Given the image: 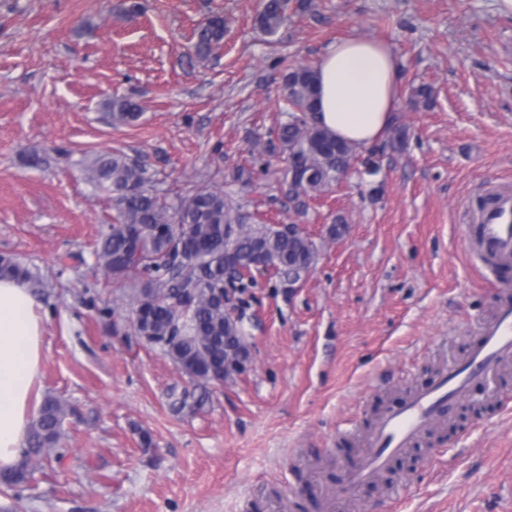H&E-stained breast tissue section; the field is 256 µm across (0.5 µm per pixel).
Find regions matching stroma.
Listing matches in <instances>:
<instances>
[{
  "label": "stroma",
  "mask_w": 512,
  "mask_h": 512,
  "mask_svg": "<svg viewBox=\"0 0 512 512\" xmlns=\"http://www.w3.org/2000/svg\"><path fill=\"white\" fill-rule=\"evenodd\" d=\"M119 2L0 0V254L38 276V395L70 408L67 454L35 471L23 512H323L375 413L464 356L512 291L463 245L478 200L512 189V16L497 0H290L269 35L263 0H137L133 16ZM215 14L224 39L196 60L194 32ZM355 36L399 58L407 144L358 149L349 176L300 210L288 153L269 145L288 120L273 63L314 66ZM116 96L139 102L137 122L111 119ZM112 152L167 202L219 187L255 221L304 225L319 248L300 285L255 275L251 360L210 385L203 410L172 408L190 379L136 335L130 282L93 255L117 213L83 163ZM337 219L347 231L333 239ZM468 402L336 512H512V365ZM298 453L319 478L293 466Z\"/></svg>",
  "instance_id": "35a3bbf8"
}]
</instances>
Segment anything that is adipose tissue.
Instances as JSON below:
<instances>
[{"mask_svg": "<svg viewBox=\"0 0 512 512\" xmlns=\"http://www.w3.org/2000/svg\"><path fill=\"white\" fill-rule=\"evenodd\" d=\"M318 126L356 147L382 137L397 109L400 81L394 49L350 37L328 46L315 67ZM43 317L26 283L0 279V470L26 446L43 360Z\"/></svg>", "mask_w": 512, "mask_h": 512, "instance_id": "1", "label": "adipose tissue"}]
</instances>
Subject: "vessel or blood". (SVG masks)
<instances>
[{
    "mask_svg": "<svg viewBox=\"0 0 512 512\" xmlns=\"http://www.w3.org/2000/svg\"><path fill=\"white\" fill-rule=\"evenodd\" d=\"M465 235L469 253L482 262L495 267L512 265V192H498L478 223L466 226ZM511 363L512 294L506 293L483 319L479 336L462 361L442 368L431 382L375 414L357 465L344 474L341 492L351 496L362 486L379 482L395 459L435 429L440 420L453 415L475 382H488Z\"/></svg>",
    "mask_w": 512,
    "mask_h": 512,
    "instance_id": "1",
    "label": "vessel or blood"
}]
</instances>
